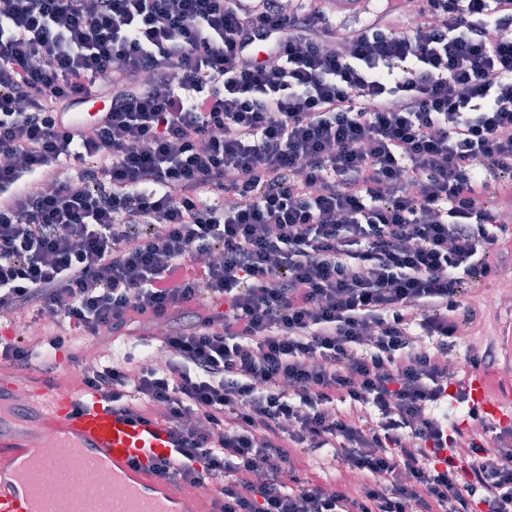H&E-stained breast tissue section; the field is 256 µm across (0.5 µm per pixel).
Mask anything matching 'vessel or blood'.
Here are the masks:
<instances>
[{"mask_svg": "<svg viewBox=\"0 0 512 512\" xmlns=\"http://www.w3.org/2000/svg\"><path fill=\"white\" fill-rule=\"evenodd\" d=\"M91 112H70L64 123L82 130L106 117L110 100L89 95ZM499 340L497 359L489 368H468L461 388L467 405L478 416L512 427V379L500 370L512 366V314L495 328ZM28 396L34 422L51 436L55 446L85 448L102 462L108 486H117L122 495L112 502V512H179L182 493L170 482L158 479L150 468L159 459H177V445L168 425L161 420L139 421L116 412L89 395L75 402L53 385L36 381L20 384ZM11 401L0 391V512H51L38 501L29 474H16L17 465L34 457V450L6 420Z\"/></svg>", "mask_w": 512, "mask_h": 512, "instance_id": "b4317fda", "label": "vessel or blood"}]
</instances>
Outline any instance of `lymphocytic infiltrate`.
<instances>
[{"label": "lymphocytic infiltrate", "mask_w": 512, "mask_h": 512, "mask_svg": "<svg viewBox=\"0 0 512 512\" xmlns=\"http://www.w3.org/2000/svg\"><path fill=\"white\" fill-rule=\"evenodd\" d=\"M511 231L512 0H0V322L59 328L0 364L164 324L70 361L210 512H512V428L437 414ZM355 4L342 3V0H338L336 7L332 6V10L329 11L336 20L337 24L342 25H353L358 21L365 19L371 14L375 13L381 7L379 0H358ZM87 99L88 101H84V103L96 107V111L87 113L66 112L67 114L61 118L70 129L81 131L90 122H98L106 117L112 108V99L107 100L98 97L94 93L90 94ZM130 328L129 336L116 338L108 333H102L100 338H94L98 341L97 346L101 353L109 354L113 359V354L114 358H121L125 353H132L138 357L143 351L155 352L157 350L160 342L154 338L157 336L152 335L154 333L152 325L135 322Z\"/></svg>", "instance_id": "1"}]
</instances>
